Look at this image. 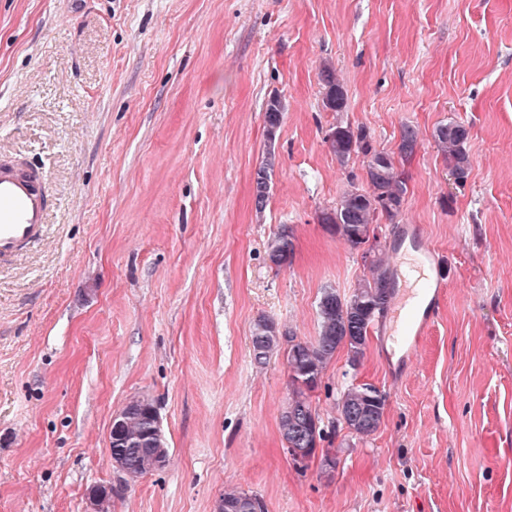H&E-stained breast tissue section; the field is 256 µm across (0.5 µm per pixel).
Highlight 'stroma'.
<instances>
[{
	"label": "stroma",
	"mask_w": 512,
	"mask_h": 512,
	"mask_svg": "<svg viewBox=\"0 0 512 512\" xmlns=\"http://www.w3.org/2000/svg\"><path fill=\"white\" fill-rule=\"evenodd\" d=\"M274 95L288 110L259 214ZM340 121L407 176L381 244L423 226L448 288L402 376L376 330L358 367L343 350L328 366L311 397L326 478L285 450L288 366L255 365L249 337L264 316L314 339L322 289L364 274L318 221L365 185V157L339 164L324 141ZM448 121L470 129L461 185L433 139ZM0 153L54 199L43 242L0 265V512H89L97 487L112 512H214L228 486L266 512H512V0H0ZM283 224L294 256L275 270ZM352 383L386 395L364 439L337 425ZM137 397L169 456L127 482L109 431ZM319 79L325 89L324 106L334 112L343 111L345 92L343 84L337 77L336 69L330 64H324L319 72ZM277 164V156L274 148L266 145L261 162L254 174V200L255 210L262 213L270 193V177ZM266 259L271 268L279 270L290 264L294 255V235L292 228L281 225L266 243Z\"/></svg>",
	"instance_id": "stroma-1"
}]
</instances>
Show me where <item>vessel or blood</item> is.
Returning <instances> with one entry per match:
<instances>
[{"mask_svg":"<svg viewBox=\"0 0 512 512\" xmlns=\"http://www.w3.org/2000/svg\"><path fill=\"white\" fill-rule=\"evenodd\" d=\"M50 208L51 192L38 167L21 158L0 159V263L42 242ZM400 233L409 245L395 249L399 307L385 335L390 356L405 367L432 326L447 285L439 257L422 244L423 228L404 224Z\"/></svg>","mask_w":512,"mask_h":512,"instance_id":"b4317fda","label":"vessel or blood"}]
</instances>
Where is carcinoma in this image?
<instances>
[{
    "instance_id": "carcinoma-1",
    "label": "carcinoma",
    "mask_w": 512,
    "mask_h": 512,
    "mask_svg": "<svg viewBox=\"0 0 512 512\" xmlns=\"http://www.w3.org/2000/svg\"><path fill=\"white\" fill-rule=\"evenodd\" d=\"M325 89L324 106L334 112L345 107L343 84L336 69L325 64L319 72ZM288 102L282 97L265 108V128L279 129ZM470 130L462 123L438 125L433 133L437 150L448 163L451 175L464 184L470 173L466 144ZM330 152L344 165L354 153L367 157L364 179L367 188L352 187L336 201V206L321 212L320 223L332 234L343 238L353 249L362 251L366 273L358 280L352 293L340 295L336 289H323L317 303L318 335L312 341L293 343L294 334L277 327L274 321L258 318L251 330L250 352L259 366L269 362L273 354L284 351L290 372L291 396L279 417V431L285 447L298 462L315 457L314 450L325 441L322 419L313 408L311 395L322 384L329 364L343 348L348 362L355 368L364 357L368 336L377 319L388 307L394 286L390 263L384 258L377 243L371 242L374 224L382 215L397 217L408 193L407 178L393 159L373 148L370 135L364 128L338 124L325 137ZM418 132L411 126L401 131L400 154L411 156L418 146ZM277 164L275 149H265L254 174L255 210L262 213L270 193V177ZM266 259L277 270L288 266L294 255V235L286 224L269 237ZM386 395L371 383H352L341 393L337 402L340 420L352 435L364 439L379 428L384 413ZM152 402L145 399L131 401L121 412V423L112 433L110 452L112 462L129 478H139L159 468V462L168 458V448H153L155 440L151 412ZM265 512L263 501L244 491L227 489L220 496L216 512H254V507Z\"/></svg>"
}]
</instances>
